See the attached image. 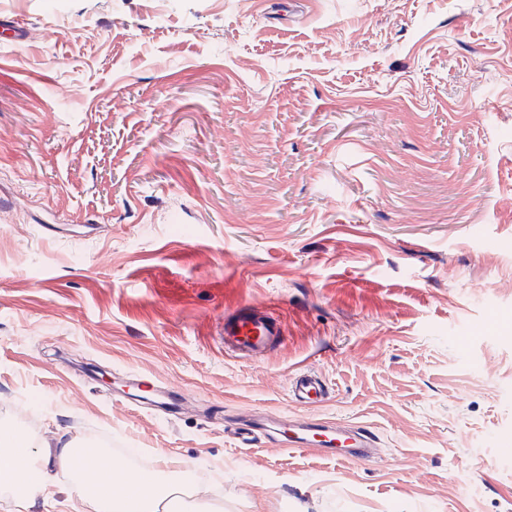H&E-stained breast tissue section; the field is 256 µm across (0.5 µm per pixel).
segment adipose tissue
<instances>
[{
  "instance_id": "adipose-tissue-1",
  "label": "adipose tissue",
  "mask_w": 512,
  "mask_h": 512,
  "mask_svg": "<svg viewBox=\"0 0 512 512\" xmlns=\"http://www.w3.org/2000/svg\"><path fill=\"white\" fill-rule=\"evenodd\" d=\"M60 469L72 473L70 490L87 512H224L223 504L202 499L179 508L177 493L189 485L190 469L165 471L152 457L132 469L104 450L83 453L60 438L35 446L0 428V484L13 486L14 512L50 504Z\"/></svg>"
}]
</instances>
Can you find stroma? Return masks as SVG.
<instances>
[{"label": "stroma", "mask_w": 512, "mask_h": 512, "mask_svg": "<svg viewBox=\"0 0 512 512\" xmlns=\"http://www.w3.org/2000/svg\"><path fill=\"white\" fill-rule=\"evenodd\" d=\"M0 421L224 512H512V0H0ZM284 334L224 354V314ZM326 381L317 407L292 370ZM183 391L181 414L101 380ZM369 426L373 463L225 427ZM283 322L272 303L242 301L224 314V354L254 359L274 349ZM288 391L293 401L307 406L324 403L328 395L324 382L306 369L289 374Z\"/></svg>", "instance_id": "obj_1"}]
</instances>
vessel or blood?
<instances>
[{
  "label": "vessel or blood",
  "mask_w": 512,
  "mask_h": 512,
  "mask_svg": "<svg viewBox=\"0 0 512 512\" xmlns=\"http://www.w3.org/2000/svg\"><path fill=\"white\" fill-rule=\"evenodd\" d=\"M283 333V322L271 303L243 301L224 315V352L254 359L277 347ZM288 391L293 401L307 406L324 403L328 395L324 382L305 369L289 374ZM283 435L292 448L317 446L347 460L373 458L374 434L348 421L327 427L308 420H289Z\"/></svg>",
  "instance_id": "obj_1"
}]
</instances>
